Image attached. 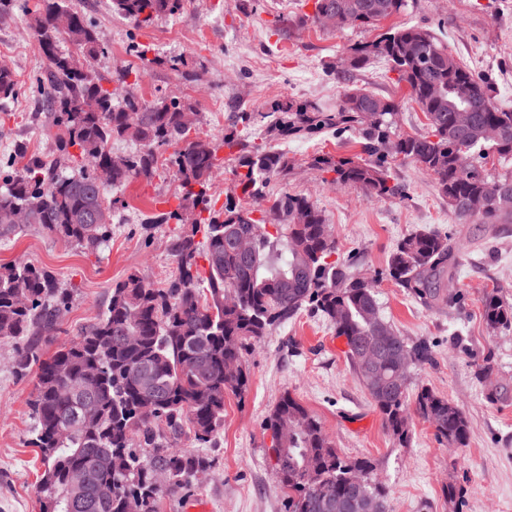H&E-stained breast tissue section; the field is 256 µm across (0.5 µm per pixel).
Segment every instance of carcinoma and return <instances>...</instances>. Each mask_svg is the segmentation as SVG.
Listing matches in <instances>:
<instances>
[{
  "label": "carcinoma",
  "mask_w": 512,
  "mask_h": 512,
  "mask_svg": "<svg viewBox=\"0 0 512 512\" xmlns=\"http://www.w3.org/2000/svg\"><path fill=\"white\" fill-rule=\"evenodd\" d=\"M183 2L112 0V10L143 27L176 15ZM337 3L312 0V12L302 15L300 24L332 33L366 29L406 6V0H345L352 14L343 15ZM24 9L48 62L36 88L41 131L52 151L49 156L31 153L20 142L0 159V238L22 228L16 216L24 211L29 223L48 235L97 252L112 236L116 201L110 191L137 178L151 179L161 168L177 183V204L158 210L151 223L190 225L172 242L173 278L157 287L129 274L112 286L96 320L69 341L57 342L55 336L74 288L24 261L0 265V342L13 345L18 378L36 372L32 445L45 466L42 512H74L65 479L76 467L94 471L95 482L109 491L82 512H122L129 493L143 497L144 512H157L154 467L167 471L171 492L209 467L208 458L177 450L170 440L189 433L197 443H209L224 428L225 397L247 390L245 369L228 372L227 365L243 364L253 343L305 309L344 338L348 361L400 445L409 442L414 416L429 422L448 446L466 445L468 420L448 399L427 388L412 394L407 386L369 387L361 355L368 337L385 330L394 338L380 368L386 380L409 379L413 366L430 360V346L406 342L384 319L376 279L356 274L351 262L332 259L336 240L314 203L288 192L259 209L250 202L263 198L266 185L287 178L294 167L274 143L349 133L366 157L318 153L309 159V168L371 197L396 198L405 196V187L395 181L393 165L411 164L434 177L459 223L511 224L512 176L490 178L482 171L489 152L512 156V111L497 106L490 75L472 72L429 27H392L348 48L346 66L336 72L347 86L335 107L311 100L266 103V144L250 145L243 133L255 112H235L224 134L201 137V116L190 99L144 98L140 74L129 68L102 78L96 64L107 52L106 37L73 0H24ZM375 60L386 61L394 83L408 89L425 116L426 133L398 132L395 99L350 85L353 72ZM155 63L187 81L199 79L180 55ZM17 94L14 71L0 68V111ZM462 109L472 116L465 128L452 123L453 112ZM134 112L139 117L132 120ZM114 140L131 141L137 148L115 154ZM226 159L233 163V189L219 206L212 180ZM100 165L111 173L101 190L95 184ZM473 197L486 202L476 214L464 207ZM232 237L249 239V260L231 246ZM453 252L446 233H412L390 255L388 275L424 305H446L452 301ZM482 317L493 330L512 328V304L492 290L482 299ZM47 344L54 345L50 354ZM78 390L96 400L99 414L91 422L82 416ZM143 401L155 404L152 416L138 414ZM266 430L276 457L284 458L275 464V473L288 490V512H328L325 497L344 498L357 487L376 499L382 512H392L370 460L342 455L290 393L268 416ZM115 452L127 456L125 471L95 469L98 458Z\"/></svg>",
  "instance_id": "cac0c4a2"
}]
</instances>
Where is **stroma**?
I'll use <instances>...</instances> for the list:
<instances>
[{"mask_svg": "<svg viewBox=\"0 0 512 512\" xmlns=\"http://www.w3.org/2000/svg\"><path fill=\"white\" fill-rule=\"evenodd\" d=\"M105 34L108 53L98 63L102 75L120 67L139 69V91L150 99L162 93L190 97L202 116L200 136L223 134L231 113H258L276 99H307L327 106L344 86L335 77L344 47L377 37L374 28L330 33L300 26V0H185L181 12L135 27L112 11L111 0H74ZM388 25L408 23L441 29L448 47L476 73L491 74L496 102L512 110V0H408ZM149 46L147 59L130 52L131 42ZM16 74L19 94L0 112V155L14 140H26L43 155L50 143L39 133L38 99L32 92L45 66L26 16L14 13L0 23V56ZM203 63L199 80L157 66L170 56ZM353 85L393 97L400 104L399 129L426 130V120L406 87L394 85L384 61L353 74ZM295 162L287 179L272 181L270 192L307 197L331 224L336 255L354 260L358 271L377 279V299L385 319L408 343L431 344L433 359L412 374V389L428 388L460 407L469 422L467 444L440 442L434 428L413 419L407 446L385 429L371 399L353 373L343 339L322 317L302 312L288 325L256 343L245 358L244 396H227L224 428L211 445L192 436L177 448L204 452L211 467L201 479L164 492L158 512H286L287 498L271 460L266 418L283 392H290L320 422L347 457L369 459L389 491L393 512H512V328L489 329L481 317L485 292L498 290L512 303V224L486 234L478 224L457 223L433 176L410 164L394 175L405 198L375 199L353 185L327 184L307 165L316 153H359L350 137L325 134L284 145ZM175 185L164 175L137 179L114 190L112 239L93 253L51 237L38 225L0 239V264L24 260L46 268L74 286V301L60 322L59 340L77 336L94 320L114 283L136 272L163 285L177 270L171 251L176 224H149L155 203L173 198ZM439 230L454 239L459 259L452 289L455 304L430 309L399 288L386 271L396 244L416 231ZM11 344L0 343V512H40L38 480L43 464L30 447L29 401L32 379H17L10 368ZM489 362L492 373L478 367ZM502 399L489 400L490 392ZM462 485V508L448 505L443 488Z\"/></svg>", "mask_w": 512, "mask_h": 512, "instance_id": "35a3bbf8", "label": "stroma"}]
</instances>
